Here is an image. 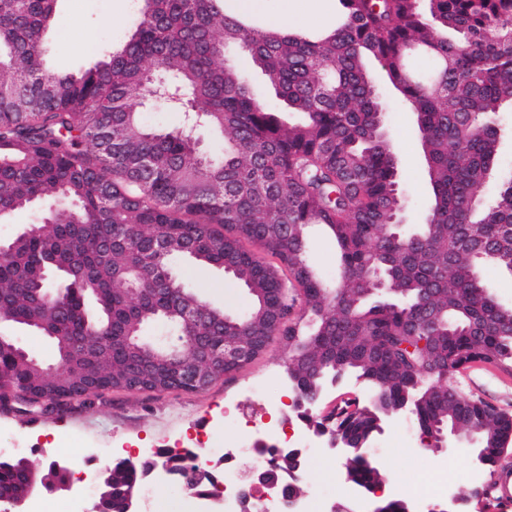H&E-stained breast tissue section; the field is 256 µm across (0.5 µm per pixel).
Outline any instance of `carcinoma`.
I'll use <instances>...</instances> for the list:
<instances>
[{
    "label": "carcinoma",
    "mask_w": 512,
    "mask_h": 512,
    "mask_svg": "<svg viewBox=\"0 0 512 512\" xmlns=\"http://www.w3.org/2000/svg\"><path fill=\"white\" fill-rule=\"evenodd\" d=\"M58 0H0V221L49 199L69 206L0 243V323L68 336L89 356L83 377L61 386L83 405L105 390L189 391L170 355L188 363L194 345L176 315L193 307L194 332L250 336L268 311L269 333L291 349L286 364L303 420L372 439L381 422L409 410L425 435L454 426L479 431V463L492 475L512 414L441 379L454 366L493 362L512 373V307L477 279L487 264L512 274V174L500 173L512 109V0H338L336 25L309 35L267 29L224 10V0H152L121 47L79 73L45 65ZM242 49L274 94L258 95L215 51ZM375 64L414 115L431 196L428 224L396 227L405 205L398 145L386 132ZM163 75L194 111L171 130L144 126L132 102ZM287 113L301 116L295 123ZM222 138L224 154L194 145ZM493 192L483 194L490 183ZM314 226L335 243L336 281L308 251ZM180 245L158 250L162 238ZM226 271L248 307L221 325L173 262ZM137 287L131 296L122 290ZM161 323L173 345L157 350L156 381L129 383L123 337ZM33 357L0 337V408L57 415L58 402L27 396L40 385ZM363 381L369 396L309 413L334 379ZM268 477L288 481L270 456ZM357 486L383 474L362 456L346 460ZM120 459L100 493L139 483ZM0 491L25 493L19 465L0 461Z\"/></svg>",
    "instance_id": "carcinoma-1"
}]
</instances>
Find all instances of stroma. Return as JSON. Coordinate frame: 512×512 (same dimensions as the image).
Here are the masks:
<instances>
[{
    "label": "stroma",
    "instance_id": "obj_1",
    "mask_svg": "<svg viewBox=\"0 0 512 512\" xmlns=\"http://www.w3.org/2000/svg\"><path fill=\"white\" fill-rule=\"evenodd\" d=\"M142 8V0H60L47 38L48 69L74 73L94 66L126 40ZM381 95L387 126L397 140L402 162L404 219L413 224L428 196L421 147L411 112L389 89H382ZM186 275L190 285L213 305L229 313L246 308L245 292L225 277L223 270L192 267ZM287 357V348L276 339L243 369L218 378L200 393L112 391L96 399L94 406L75 402L60 415L20 416L0 411V444L34 445L28 460L39 470L58 458L87 456L90 474L96 477L118 459L139 463L153 458L160 448L192 447L199 434L212 432L220 439H237L261 421L289 433L302 422L294 410L295 394L285 372ZM452 382L462 391L512 413V375L476 363L454 374ZM269 397L278 399L276 411H268L265 400ZM371 447L377 467L386 475L375 495L346 481L343 461L333 452H324L316 459L303 457L304 489L315 496L318 512H329L335 503L347 505L352 512H374L383 500H401L411 512H424L415 496L435 473L448 475L454 494L462 496L471 489L470 472L479 468L478 444L428 447L407 412L384 421ZM142 489L145 496L140 512H178L188 498L176 480L162 484L152 476Z\"/></svg>",
    "mask_w": 512,
    "mask_h": 512
}]
</instances>
